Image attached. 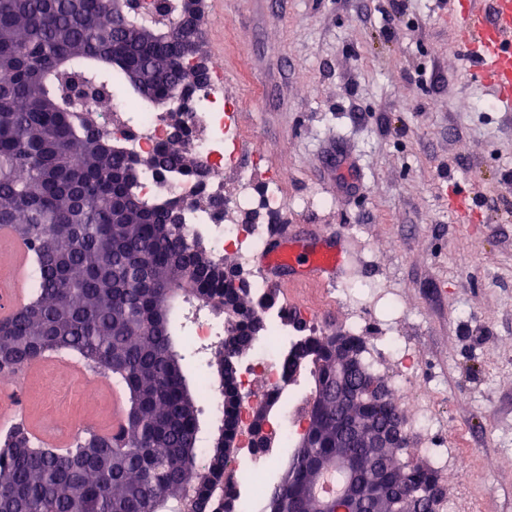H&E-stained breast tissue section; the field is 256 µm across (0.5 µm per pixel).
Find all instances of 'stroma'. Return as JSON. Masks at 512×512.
Wrapping results in <instances>:
<instances>
[{"instance_id": "1", "label": "stroma", "mask_w": 512, "mask_h": 512, "mask_svg": "<svg viewBox=\"0 0 512 512\" xmlns=\"http://www.w3.org/2000/svg\"><path fill=\"white\" fill-rule=\"evenodd\" d=\"M202 0L205 60L224 89L249 98L235 116L257 182L287 172L288 208L247 223L340 247L345 263L276 295L309 301L321 330L404 337L429 384L428 437L470 458L445 479L442 512H512V114L472 87L456 50L457 0ZM385 288L377 315L337 289ZM0 386V420L55 416L88 430L112 421V390L69 398L55 414L46 381L91 378L75 356ZM410 447L426 435L402 412Z\"/></svg>"}]
</instances>
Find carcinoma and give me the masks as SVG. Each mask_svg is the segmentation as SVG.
<instances>
[{"label": "carcinoma", "mask_w": 512, "mask_h": 512, "mask_svg": "<svg viewBox=\"0 0 512 512\" xmlns=\"http://www.w3.org/2000/svg\"><path fill=\"white\" fill-rule=\"evenodd\" d=\"M130 2L120 21L112 0H0V225L25 243L38 277L28 303L0 319V377L67 350L111 372L128 397L120 440L89 431L48 448L21 425L0 436V512H238L227 463L236 422L224 411L201 460L204 382L172 317L187 307L224 317L206 355L210 387L229 402L275 295L237 287L236 268L182 234L183 202L142 197L147 171L195 183L194 204L207 197L182 138L137 154L112 142L89 106L107 111L114 87L126 85L136 104L166 103L185 132L203 82L187 66L199 43L179 28L186 16L201 22L198 0ZM345 342L356 381L371 371L366 349L358 336ZM308 352V447L293 449L263 512H320L318 496L299 498L322 478L308 458H336V336L296 337L289 360ZM395 413L353 405L347 419L383 431ZM386 452L388 475L375 467L378 449H356L363 483L387 478L406 498L442 499L441 475L415 464L408 443Z\"/></svg>", "instance_id": "1"}]
</instances>
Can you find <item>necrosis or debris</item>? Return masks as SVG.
Instances as JSON below:
<instances>
[{
	"label": "necrosis or debris",
	"mask_w": 512,
	"mask_h": 512,
	"mask_svg": "<svg viewBox=\"0 0 512 512\" xmlns=\"http://www.w3.org/2000/svg\"><path fill=\"white\" fill-rule=\"evenodd\" d=\"M249 106L246 98L225 95L224 66L221 62H212L209 81L197 90L194 110L186 116L188 136L184 144L186 153L206 169V189L219 198L220 204L210 209L186 206L183 231L188 236L201 238L216 256L231 252L243 266L250 265L256 255L265 252L266 232L259 224L234 223L232 213L254 205L274 214L282 212L285 202L280 187L288 178L287 173L282 172L260 185L254 179L253 165L243 164L229 118L231 113L244 111ZM163 115L162 105L155 104L137 115L127 116L120 124L114 123L109 112L100 113L99 118L102 128L111 133L114 140L128 144L137 153L148 154L168 139L170 129ZM229 168L238 172V189L231 196L224 193V172ZM265 316L269 329L254 341L251 358L242 367L239 378L246 387H260L261 396L266 399L287 392L291 339L282 327L280 310H267ZM376 350L382 357L398 363V371L391 381L396 403L412 405L420 426L432 429L434 417L425 401L428 386L406 341L399 336H384L377 342ZM287 394L290 405L295 407L301 399L300 393Z\"/></svg>",
	"instance_id": "1"
}]
</instances>
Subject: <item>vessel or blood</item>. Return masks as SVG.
Masks as SVG:
<instances>
[{
    "mask_svg": "<svg viewBox=\"0 0 512 512\" xmlns=\"http://www.w3.org/2000/svg\"><path fill=\"white\" fill-rule=\"evenodd\" d=\"M483 0H459L455 24L459 32L458 46L469 63L470 83L489 88L501 111L512 112V0H493V11L484 14ZM0 242L11 243L19 261L10 273L13 289L10 301L0 306V316L9 317L27 300L29 286V253L7 226H0ZM344 263L342 251L308 252L299 241L274 237L261 258L262 266L276 274V287L289 288L293 282L279 278L284 267L294 265L308 269L320 277L333 273Z\"/></svg>",
    "mask_w": 512,
    "mask_h": 512,
    "instance_id": "b4317fda",
    "label": "vessel or blood"
}]
</instances>
